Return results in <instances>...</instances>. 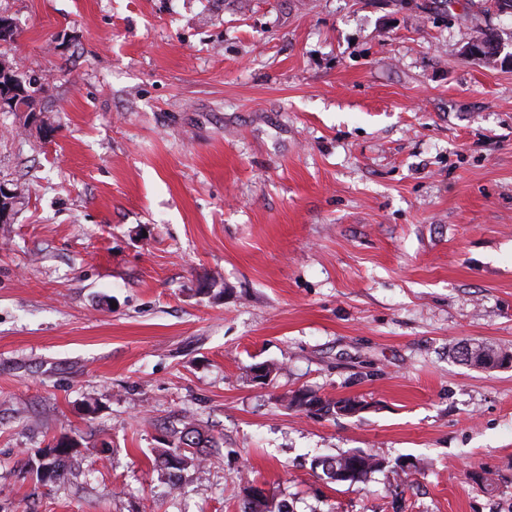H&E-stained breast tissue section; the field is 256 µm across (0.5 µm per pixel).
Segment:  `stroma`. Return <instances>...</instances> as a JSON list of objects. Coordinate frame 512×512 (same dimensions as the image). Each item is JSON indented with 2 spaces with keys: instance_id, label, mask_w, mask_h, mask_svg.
<instances>
[{
  "instance_id": "stroma-1",
  "label": "stroma",
  "mask_w": 512,
  "mask_h": 512,
  "mask_svg": "<svg viewBox=\"0 0 512 512\" xmlns=\"http://www.w3.org/2000/svg\"><path fill=\"white\" fill-rule=\"evenodd\" d=\"M485 2L0 0L44 86L39 121L0 112V512H244L249 484L512 512V367L457 354L512 352V66L463 51H512V11ZM186 413L217 447L177 473ZM355 450L382 468L330 482ZM310 394V395H308ZM341 404H344L342 407H347L349 404H356L359 406L358 403H356L354 400L351 399H339V400H322L319 397L313 396L312 393L308 392H297L295 393L290 401L289 406L296 407V408H304L307 411H310L313 408H316L318 411H335L337 410V407ZM342 407H339L341 409ZM360 409V406H359ZM78 445L76 439L61 437L52 446L42 450L37 459V476L46 481L59 479L70 456L77 452Z\"/></svg>"
}]
</instances>
